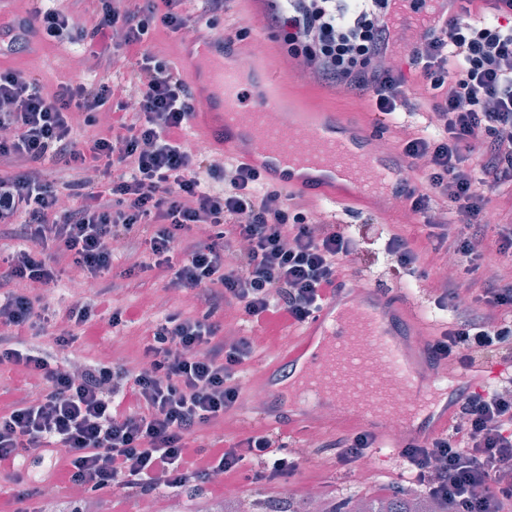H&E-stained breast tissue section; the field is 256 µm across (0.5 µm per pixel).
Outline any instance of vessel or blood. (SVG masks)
Wrapping results in <instances>:
<instances>
[{"label": "vessel or blood", "mask_w": 512, "mask_h": 512, "mask_svg": "<svg viewBox=\"0 0 512 512\" xmlns=\"http://www.w3.org/2000/svg\"><path fill=\"white\" fill-rule=\"evenodd\" d=\"M433 6L424 16L412 12L405 0H393L394 33L431 27L449 3L433 0ZM183 64L205 85L204 107L193 125L222 158L248 164L273 186L332 205L371 208L402 186L403 171L387 166L361 128L335 115L292 112L285 129L267 127L265 112L283 105L275 79L264 78L262 97L242 109L240 68L226 62L223 36L188 42ZM425 336L421 313L398 294L365 285L333 293L302 330L277 345L274 360L251 380V388L270 393L271 404L246 413L254 425L270 428L287 417L296 439L311 437L315 421L306 408L289 405L282 388L286 376L297 374L351 403V410L333 412V428L367 431L393 448L431 439L447 430L457 411L455 397L446 393L449 383L475 386L488 374L462 372L445 360L429 364ZM408 412L415 416L413 423L392 432L388 416Z\"/></svg>", "instance_id": "obj_1"}]
</instances>
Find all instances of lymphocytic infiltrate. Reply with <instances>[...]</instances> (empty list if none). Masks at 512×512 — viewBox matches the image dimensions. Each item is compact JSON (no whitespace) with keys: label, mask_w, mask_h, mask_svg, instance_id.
I'll return each mask as SVG.
<instances>
[{"label":"lymphocytic infiltrate","mask_w":512,"mask_h":512,"mask_svg":"<svg viewBox=\"0 0 512 512\" xmlns=\"http://www.w3.org/2000/svg\"><path fill=\"white\" fill-rule=\"evenodd\" d=\"M236 0H70L0 21V52L28 50L34 36L77 30L85 53L121 81L60 84L46 92L24 72L0 67V363L35 379V396L0 403V474L13 478L15 512H31L20 470L24 451L43 449L67 476L72 503L109 490L146 496L166 489L187 499L221 497L225 486L295 475L289 436L256 430L196 443L223 422L242 393L244 364L273 340L270 326H302L348 275L359 248L341 224L310 225L303 195L265 184L235 162L193 152L185 131L196 114L192 87L151 50L154 31L183 35L223 30L240 37ZM389 0H264L289 58L314 63L326 85L368 97L377 127L398 112L425 110V128L406 132L405 208L417 237L394 233L385 250L400 273L427 276L454 264L434 299L447 328L430 338L431 362L467 370L506 365L495 381L463 388L446 434L399 451L416 488L448 512H512V274L482 271L486 249L512 267V0L489 16L469 7L421 32L403 51L386 15ZM431 91L411 101L407 75ZM111 114L112 133L79 140L78 125ZM494 221H487V213ZM206 225L202 237L192 236ZM124 251H113V241ZM148 248L150 262L140 259ZM95 281L132 279L152 268L167 287L193 292L196 315L168 313L149 332L146 370L100 363L73 378L57 353L74 329L97 319L76 301L52 319L33 285L61 281L58 259ZM250 324L226 343L224 313ZM53 348L26 345L34 324ZM223 472L224 484L211 481Z\"/></svg>","instance_id":"obj_1"}]
</instances>
